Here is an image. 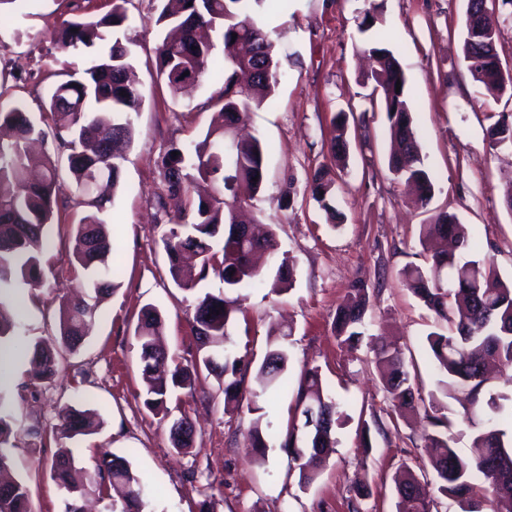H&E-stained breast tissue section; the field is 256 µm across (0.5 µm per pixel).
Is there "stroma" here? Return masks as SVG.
Masks as SVG:
<instances>
[{"mask_svg": "<svg viewBox=\"0 0 512 512\" xmlns=\"http://www.w3.org/2000/svg\"><path fill=\"white\" fill-rule=\"evenodd\" d=\"M77 0H15L0 7V103L25 99L39 114L50 74L80 66L56 52L54 28L76 18ZM128 35L135 45L136 79L146 99L135 119V133L121 163L117 192L104 215L114 243L118 290L104 298L83 347L59 356L55 375L32 382V365L20 357L0 388L9 392L18 422L11 437L10 474L30 490L33 512H64V494L52 480L50 465L57 445L51 429L61 407L85 400L103 421L99 434L76 441L82 458L95 449L125 457L145 487V512H200L211 501L214 512H349L355 481L372 496L366 512H396L394 478L414 460L425 458V419L394 422L368 341L351 349L333 331L336 309L353 281L369 288V333L401 345L408 370L417 372L421 394L434 390L437 373L425 343L433 315L403 286L400 270L422 264L418 245L428 209L414 191L394 180L387 168L389 132L383 112H366L363 58L358 31L367 0H288L286 9L267 11L284 75L273 98L247 117L250 133L264 146L266 179L251 211L273 228L277 258H264L265 285L250 289L247 318L231 330L235 355L261 362L272 342L274 325L291 327L284 346L290 355L289 381L303 366L319 367L346 419L326 468L308 488L280 446V435L294 411L292 391L265 404L271 438L265 459L250 454L249 414L224 412V394L215 378L194 392H182V406L195 426L192 449L171 446L168 424L148 411L141 394L145 383L138 363L134 328L145 305L164 314L163 337L183 363L196 356L191 321L196 293H218L223 283L211 276L196 293L176 288L160 237L178 211L155 205L165 194L161 169L174 146L201 140L211 120L207 107L221 82L210 78L189 95L172 98L157 84L155 49L160 39L154 20L161 0H138ZM379 30L398 57L406 76V94L425 163L434 177L430 207L454 213L481 242L480 250L505 278H512V210L505 205L512 188V151L491 150L486 130L501 114H512V92L483 103L463 62L460 31L466 0H378ZM366 114L365 134H349L346 166L334 167L336 200L345 221L333 228L306 188L313 171L333 165L332 119L346 110ZM293 176L291 207L278 208L285 176ZM77 208L59 212L50 227L54 241L44 262L46 287L24 290L25 311L18 321L28 341L55 344L58 306L72 284L69 265L72 229L83 216ZM294 265L291 289L273 293L278 258ZM370 448H363V441Z\"/></svg>", "mask_w": 512, "mask_h": 512, "instance_id": "1", "label": "stroma"}]
</instances>
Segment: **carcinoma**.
<instances>
[{
    "mask_svg": "<svg viewBox=\"0 0 512 512\" xmlns=\"http://www.w3.org/2000/svg\"><path fill=\"white\" fill-rule=\"evenodd\" d=\"M155 19L160 42L155 51V71L172 95L214 76L215 44L198 37V30L216 33L224 46L219 95L210 99L213 116L202 141L189 147H172L162 158L170 197L181 199L178 219L166 225L161 242L175 286L195 292L209 275L218 277L224 290L196 296L192 329L198 357L189 365L157 342L163 323L161 310L146 305L138 318L135 338L139 362L149 383L144 405L152 411L166 409L176 389L194 391L202 372L224 385V412L242 408L254 415L249 447L265 453L268 433L262 428L263 403L270 393L287 385L289 357L280 343L267 351L257 369L258 387L244 386L251 362L235 356L229 345V326L244 314L246 290L265 283L252 258L258 251L277 250L274 231L263 237L241 230L243 205L262 191L264 148L257 136L232 138V126L244 112L261 107L275 92L284 75L275 51L272 31L264 23L265 4L277 0H164ZM133 0H113L112 11L101 17L85 16L62 23L53 44L64 55L86 56L81 69L66 71L44 101L39 122H34L25 100L0 108V351L19 349L41 367L40 379L56 372V356L40 343L16 339L15 310L22 303L19 289L44 286L43 258L53 243L47 233L54 213L70 207H87L91 213L75 225L73 260L68 272L77 281L76 291L59 309L62 347L74 352L85 340V330L96 318L100 297L115 291L114 270L109 263L113 242L103 231L99 214L110 199L93 195L101 181L117 188L118 160L132 141L133 116L140 112L143 94L131 79L134 64L126 34ZM383 22L378 7L370 5L361 17L364 49L376 60L371 107L386 114L392 150L388 168L396 177L415 184L418 204L425 208L434 195V184L420 152L401 64L377 37L374 28ZM237 38H232V34ZM463 60L485 99H496L512 87V76L500 66L483 61L484 48L469 41L463 28ZM189 75H184V72ZM345 112L333 121L331 141L334 161L348 159ZM491 149H512V120L504 117L487 129ZM52 139L54 150L37 160L28 150L33 140ZM178 156H173V152ZM68 177L75 194L62 197L60 181ZM211 182L213 193L191 197L195 177ZM258 181H252L253 177ZM307 187L312 198L337 223L335 180L322 165L311 174ZM426 266L407 265L399 276L403 285L435 315L436 329L426 342L435 370L436 389L428 399L415 396L416 377L405 367L402 353L382 346L375 353L383 390L392 410L403 421L419 413L431 432L426 436L427 459L416 474L406 468L396 482V512H439L438 497L457 504L460 512H495L494 504L512 500V437L500 428L506 402L512 396L494 389L487 372L489 361L512 368V280L503 278L493 261L480 257L471 229L457 216L440 211L421 226L419 239ZM293 284L292 268L282 259L271 291ZM368 291L364 284L350 288L336 311L334 332L340 342L355 347L368 325ZM457 400L461 419L470 430L472 453L464 458L455 447L454 423L448 417V400ZM342 418L339 404L329 392L318 368L302 369L296 392V413L287 425L280 447L298 462L299 484L308 487L320 476L336 448V425ZM16 414L7 393L0 390V470L10 466L4 452ZM94 433L89 410L83 403L67 408L54 429L58 448L51 476L66 494L65 512H83L80 499L90 490L103 496L121 485L126 489L122 512H143V487L128 462L107 451L92 457L88 481L76 486L71 471L78 456L61 443ZM194 425L182 412L170 425L173 448L192 445ZM0 512H30L29 489L22 481L0 484Z\"/></svg>",
    "mask_w": 512,
    "mask_h": 512,
    "instance_id": "1",
    "label": "carcinoma"
}]
</instances>
